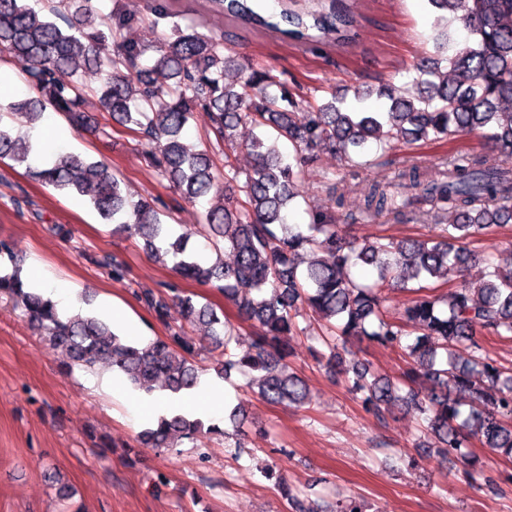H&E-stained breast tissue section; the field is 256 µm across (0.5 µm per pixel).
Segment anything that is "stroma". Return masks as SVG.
<instances>
[{
	"instance_id": "stroma-1",
	"label": "stroma",
	"mask_w": 512,
	"mask_h": 512,
	"mask_svg": "<svg viewBox=\"0 0 512 512\" xmlns=\"http://www.w3.org/2000/svg\"><path fill=\"white\" fill-rule=\"evenodd\" d=\"M169 14L156 18V0H96L101 16L131 13L129 37L148 48L160 38L196 27L223 31L224 46L268 66L290 96L318 102L355 88L388 84L398 94H417L413 65L431 51L434 23L427 0H346L355 15L358 37L346 52L324 44L291 43L216 17L204 0H167ZM86 111L95 113L101 130L73 127L46 110L34 136L45 152L63 148L107 163L132 199L152 198L164 223L205 260H215L199 233L200 206L179 199L173 185L155 171L136 131L115 124L97 97ZM484 152L480 138L397 145L389 152L370 149L366 162L351 165L319 147L309 152L307 180L298 185L292 221L306 224L314 212H335L337 223L354 239L412 237L438 239L442 225L431 206L411 208L404 223L367 224L359 208L367 185L392 179L404 166L429 167L451 151ZM337 183L342 205H334L319 185L320 177ZM0 241L12 244L28 280L50 277L76 289L78 299L103 317L121 309L129 319L122 335L139 328L147 339L165 336L167 326L201 338L202 326L185 324L171 306L168 324L155 320L135 299L140 289L166 294L174 282L171 257L147 254L141 243L103 223L88 197L64 195L32 179L24 165L0 160ZM476 256L467 278H478L485 262L512 263V226L469 240ZM117 257L127 276L115 280L104 264ZM302 335L292 340L295 371L304 379L310 401L296 408L273 405L248 391L247 375L219 377L213 369L220 352L202 353V376L224 389V408L246 400L244 450L209 434L173 449L141 448L136 439L149 419L134 420L124 398L141 392L104 362L92 370L66 368L64 356L9 298H0V512H289L277 478H284L307 504L335 496L363 500L368 512H512V459L493 454L479 442L470 451L487 475L500 485L494 495L481 483L464 478L455 463L417 451L415 413L397 411L378 420L331 378L310 353L320 325L308 309L298 318ZM347 363L371 365L391 378L406 367L402 356L369 342L354 343ZM70 486L59 499L57 483Z\"/></svg>"
}]
</instances>
